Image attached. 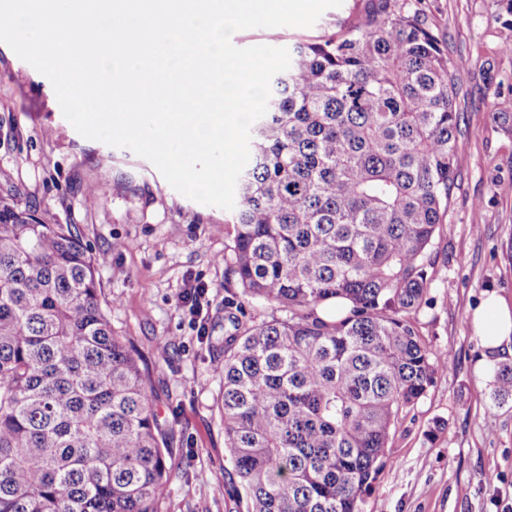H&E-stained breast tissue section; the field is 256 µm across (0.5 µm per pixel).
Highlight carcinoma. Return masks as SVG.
I'll use <instances>...</instances> for the list:
<instances>
[{
  "mask_svg": "<svg viewBox=\"0 0 512 512\" xmlns=\"http://www.w3.org/2000/svg\"><path fill=\"white\" fill-rule=\"evenodd\" d=\"M224 220L221 393L247 512H363L391 430L451 366L421 337L455 187L456 87L424 0H366L288 47ZM491 104L512 134V113ZM76 224L0 199V512H160L172 436ZM260 300L280 315L256 321ZM493 399H512V364Z\"/></svg>",
  "mask_w": 512,
  "mask_h": 512,
  "instance_id": "carcinoma-1",
  "label": "carcinoma"
}]
</instances>
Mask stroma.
I'll list each match as a JSON object with an SVG mask.
<instances>
[{"instance_id":"stroma-1","label":"stroma","mask_w":512,"mask_h":512,"mask_svg":"<svg viewBox=\"0 0 512 512\" xmlns=\"http://www.w3.org/2000/svg\"><path fill=\"white\" fill-rule=\"evenodd\" d=\"M449 58L467 60L457 86L456 187L443 231L432 303L417 315L426 342L448 353L426 395L397 425L389 458L364 512H512V400L493 405L492 352L471 315L487 293L512 304V135L489 116L494 88L512 105V53L495 52L506 14L500 0H426ZM320 32L319 26L235 32L240 48ZM76 224L93 253L101 299L115 333L148 365L155 409L173 435L161 512H246L218 476L229 467L220 408L226 287L223 209L176 192L146 159L79 135L55 104L50 81L0 43V197ZM481 212H474V205ZM190 284L209 290L198 307L180 300Z\"/></svg>"}]
</instances>
